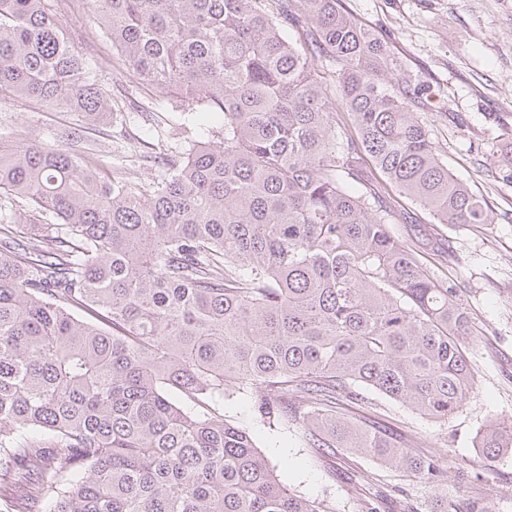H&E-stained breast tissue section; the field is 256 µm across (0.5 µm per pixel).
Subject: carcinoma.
<instances>
[{"label":"carcinoma","mask_w":512,"mask_h":512,"mask_svg":"<svg viewBox=\"0 0 512 512\" xmlns=\"http://www.w3.org/2000/svg\"><path fill=\"white\" fill-rule=\"evenodd\" d=\"M63 2L0 0V96L76 115L52 146L0 136V512H331L224 419L231 388L311 448L442 476L434 456L313 406L338 391L356 405L366 386L446 421L474 382L457 283L392 235L361 164L439 224L492 218L384 43L339 0H82L69 33ZM95 28L133 82L199 121L152 184L138 171L154 153L114 168L87 147L112 111ZM476 447L512 452V427Z\"/></svg>","instance_id":"obj_1"}]
</instances>
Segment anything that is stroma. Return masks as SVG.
Instances as JSON below:
<instances>
[{
    "label": "stroma",
    "mask_w": 512,
    "mask_h": 512,
    "mask_svg": "<svg viewBox=\"0 0 512 512\" xmlns=\"http://www.w3.org/2000/svg\"><path fill=\"white\" fill-rule=\"evenodd\" d=\"M343 8L383 41L412 84L429 89L430 106L418 108L429 124L443 160L457 178L481 196L490 224H436L408 198L395 196L401 212L416 213L414 224L390 230L419 253L440 279H454L477 333L465 347L474 369L472 388L447 421H436L376 391L365 390L358 408L363 422L394 438H419L437 455L443 474L430 482L388 468L348 448L319 453L295 426L260 420L250 396L224 399V414L252 431L279 481L333 512H512V453L486 461L474 446L490 423L512 424V183L498 175L503 154L512 152V0H341ZM91 53L106 60L101 83L119 108L105 133H90L89 144L131 164L130 134L149 141L155 153L178 150L193 123L173 106L169 91L132 83L128 68L101 33ZM136 97L144 113L120 105ZM74 120L39 104L0 97V132L48 143L47 132Z\"/></svg>",
    "instance_id": "stroma-1"
}]
</instances>
